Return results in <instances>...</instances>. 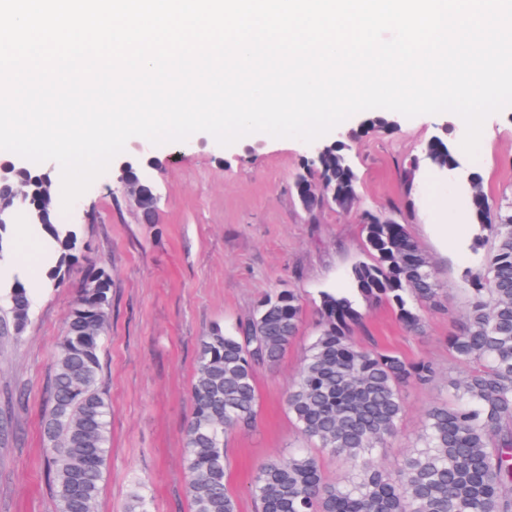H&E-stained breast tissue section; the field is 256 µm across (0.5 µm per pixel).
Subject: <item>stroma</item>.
<instances>
[{
	"mask_svg": "<svg viewBox=\"0 0 512 512\" xmlns=\"http://www.w3.org/2000/svg\"><path fill=\"white\" fill-rule=\"evenodd\" d=\"M393 119L392 130L351 144L358 206L406 223L447 301L445 308L426 312L420 334L408 332L388 305L361 306L358 344L428 360L439 370L434 385L405 392L401 425L373 455L391 472L417 443L424 411L448 398V370L454 365L448 337L470 302L464 271L477 262L467 249V172L479 173L485 192L512 206V106L487 118L488 145L448 174L414 160L433 136L455 144L464 134L460 118L397 113ZM149 152L163 162L154 174L157 223H142L108 173L69 213L57 216L75 225L82 257L112 280L101 348L111 404L110 451L97 512H127L136 492L147 496L152 512H192L183 430L199 340L213 326L234 327L265 295L289 288L303 305L297 337L275 366L258 370L256 427L226 441L228 490L238 512H257L248 491L257 467L301 443L285 399L318 333L319 294L348 287L350 267L367 257L363 226L355 213L327 203L312 212L302 206L294 181L307 158L304 141L260 133L223 147L199 132L182 143L150 146ZM91 212L97 216L92 224L86 221ZM79 286L74 271L58 286L31 282L25 332L0 335V512H54L42 415Z\"/></svg>",
	"mask_w": 512,
	"mask_h": 512,
	"instance_id": "1",
	"label": "stroma"
}]
</instances>
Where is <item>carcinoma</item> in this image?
<instances>
[{
  "mask_svg": "<svg viewBox=\"0 0 512 512\" xmlns=\"http://www.w3.org/2000/svg\"><path fill=\"white\" fill-rule=\"evenodd\" d=\"M392 126L374 112L360 132ZM350 145L323 142L309 159L298 195L309 211L331 202L352 208L358 176ZM49 176L34 164L14 169L0 184L6 201L35 206L48 196ZM475 224L470 251L488 238L492 252L466 269L471 303L458 331L448 337L452 358L470 366L448 377V402L428 408L420 445L391 473L371 460L396 433L405 415L404 392L438 378L429 361L367 348L354 340L363 313L359 303H386L401 324L423 332L424 313L442 307V288L431 261L403 224L363 225L369 259L354 264L350 287L319 295V329L286 399L288 414L310 448L350 464L344 478L328 483L317 455L294 448L257 468L249 492L260 512H512V212L472 179ZM40 229L58 254L49 281L61 282L79 240L74 230L38 209ZM67 333L55 356L43 431L50 454L55 512H96L109 452L110 407L100 358L111 306V279L93 263L81 267ZM5 315L17 333L29 322V288L19 278L6 285ZM303 307L291 289L261 299L233 329L216 325L200 338L184 430L193 512H237L226 486L225 438L257 420L256 372L272 366L293 344Z\"/></svg>",
  "mask_w": 512,
  "mask_h": 512,
  "instance_id": "1",
  "label": "carcinoma"
}]
</instances>
